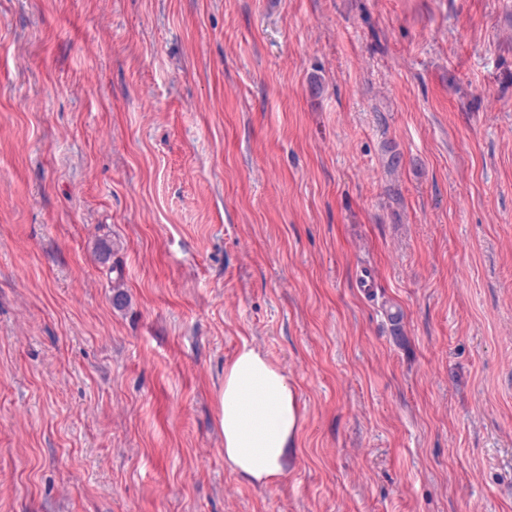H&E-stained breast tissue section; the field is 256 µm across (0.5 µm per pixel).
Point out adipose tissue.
<instances>
[{"instance_id": "adipose-tissue-1", "label": "adipose tissue", "mask_w": 512, "mask_h": 512, "mask_svg": "<svg viewBox=\"0 0 512 512\" xmlns=\"http://www.w3.org/2000/svg\"><path fill=\"white\" fill-rule=\"evenodd\" d=\"M220 406L230 468L255 482L284 477L299 420L287 375L254 348L242 346L224 371Z\"/></svg>"}]
</instances>
